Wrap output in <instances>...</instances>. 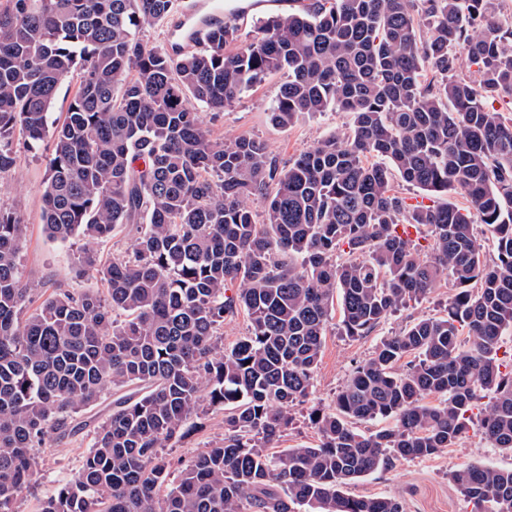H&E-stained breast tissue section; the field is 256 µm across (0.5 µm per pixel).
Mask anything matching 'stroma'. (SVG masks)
I'll use <instances>...</instances> for the list:
<instances>
[{
	"label": "stroma",
	"mask_w": 512,
	"mask_h": 512,
	"mask_svg": "<svg viewBox=\"0 0 512 512\" xmlns=\"http://www.w3.org/2000/svg\"><path fill=\"white\" fill-rule=\"evenodd\" d=\"M287 79L284 72L270 75L261 84L238 95L223 112L207 115L214 136L227 142L239 137L259 140L266 145L270 157L283 167L326 136L348 128L350 115L334 109L303 117L289 127L273 125L269 112L280 86ZM14 149L17 164L12 175L0 181V205L16 210L26 225L20 255L25 282L33 288L34 296L39 300L56 288H100V281L78 264V257L85 248L84 241L77 239L62 244L49 239L43 228L42 197L47 159L53 149L51 140H44L31 149L19 139ZM448 289L447 282H440L426 300L410 303L364 337L341 333L339 314L331 312L314 375L313 393L305 402L293 407V424L277 442V449L318 444V434L310 422L311 412L333 407L337 393L356 367L371 356L386 336L417 318L441 313ZM223 435L222 416L214 413L202 430L185 440L170 443L165 453L172 473H179L183 463L204 444ZM89 444V437L80 434L41 452L37 458L35 480L18 499L17 512H39L42 500L78 471ZM475 463L512 469V451L493 447L476 424L471 425L453 447L438 455L396 460L391 467L357 481L349 491L354 495L397 496L405 512H471V503L457 492L450 475Z\"/></svg>",
	"instance_id": "35a3bbf8"
}]
</instances>
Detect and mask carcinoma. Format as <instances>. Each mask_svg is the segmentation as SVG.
<instances>
[{
  "mask_svg": "<svg viewBox=\"0 0 512 512\" xmlns=\"http://www.w3.org/2000/svg\"><path fill=\"white\" fill-rule=\"evenodd\" d=\"M178 7L0 0V179L16 136L30 148L49 138V237L95 241L124 225L133 238L107 264L80 256L105 293L57 288L36 305L24 224L0 206V512H16L39 449L90 426L79 473L40 512H404L396 497L346 488L453 447L483 388L494 396L481 428L512 450V370L497 356L512 328V117L485 105L512 99V28L495 0H309L258 20L250 41L226 21L182 56L139 38ZM456 48L478 82L457 76ZM281 70L275 125L352 115L349 132L286 168L259 141L214 138L200 115ZM395 177L429 197L463 191L496 257L471 214L410 203ZM254 194L267 195L261 221ZM443 276L454 288L444 314L383 339L334 408L311 413L319 444L268 453L311 394L333 305L345 335L367 336ZM241 311L249 334L226 350L220 330ZM110 388L119 395L96 423L89 412ZM216 410L224 437L170 481L162 449ZM378 419L394 424L353 428ZM451 480L474 512H512V470L468 465Z\"/></svg>",
  "mask_w": 512,
  "mask_h": 512,
  "instance_id": "carcinoma-1",
  "label": "carcinoma"
}]
</instances>
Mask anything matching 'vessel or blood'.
I'll return each mask as SVG.
<instances>
[{
  "instance_id": "obj_1",
  "label": "vessel or blood",
  "mask_w": 512,
  "mask_h": 512,
  "mask_svg": "<svg viewBox=\"0 0 512 512\" xmlns=\"http://www.w3.org/2000/svg\"><path fill=\"white\" fill-rule=\"evenodd\" d=\"M248 15V10L236 7L234 0H184L172 24L174 49L184 53L201 48L207 29L220 27L228 20H246Z\"/></svg>"
}]
</instances>
